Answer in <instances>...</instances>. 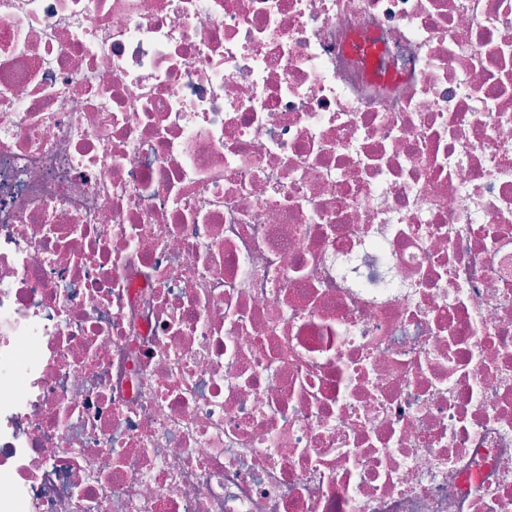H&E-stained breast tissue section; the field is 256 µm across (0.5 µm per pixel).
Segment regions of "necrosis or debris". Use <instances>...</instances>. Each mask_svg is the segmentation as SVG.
<instances>
[{"instance_id": "obj_1", "label": "necrosis or debris", "mask_w": 512, "mask_h": 512, "mask_svg": "<svg viewBox=\"0 0 512 512\" xmlns=\"http://www.w3.org/2000/svg\"><path fill=\"white\" fill-rule=\"evenodd\" d=\"M0 512H512V0H0Z\"/></svg>"}]
</instances>
